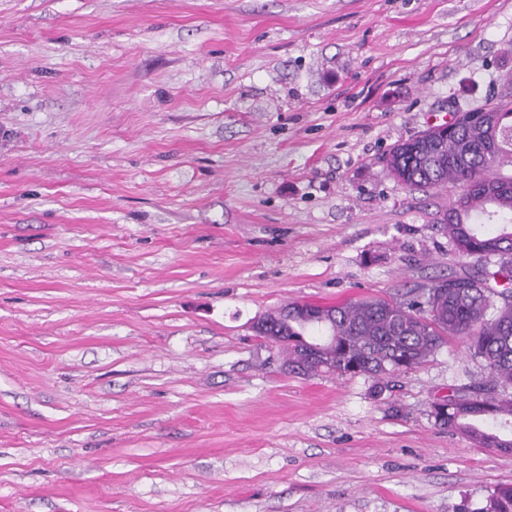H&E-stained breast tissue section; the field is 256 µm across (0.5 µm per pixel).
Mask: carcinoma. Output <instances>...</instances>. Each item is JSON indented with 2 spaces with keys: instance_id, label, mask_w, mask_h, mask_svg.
<instances>
[{
  "instance_id": "carcinoma-1",
  "label": "carcinoma",
  "mask_w": 512,
  "mask_h": 512,
  "mask_svg": "<svg viewBox=\"0 0 512 512\" xmlns=\"http://www.w3.org/2000/svg\"><path fill=\"white\" fill-rule=\"evenodd\" d=\"M480 117L448 128L424 151L415 138L394 145L385 162L398 183L427 192L451 188L458 198L443 217L442 233L477 268L434 279L401 300L364 298L326 307L335 344L305 364L303 376L320 371L365 375L382 381L434 356L450 337L466 339L471 356L488 371L486 380L454 391L431 406L436 425L467 436L483 448L512 451V106L485 103ZM303 317L279 322L277 343L288 371L321 330ZM479 512H512V487L491 494Z\"/></svg>"
}]
</instances>
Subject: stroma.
I'll return each mask as SVG.
<instances>
[{
	"label": "stroma",
	"instance_id": "obj_1",
	"mask_svg": "<svg viewBox=\"0 0 512 512\" xmlns=\"http://www.w3.org/2000/svg\"><path fill=\"white\" fill-rule=\"evenodd\" d=\"M512 0H0V512H477L435 426L461 339L383 382L253 325L473 270L390 148L511 91Z\"/></svg>",
	"mask_w": 512,
	"mask_h": 512
}]
</instances>
